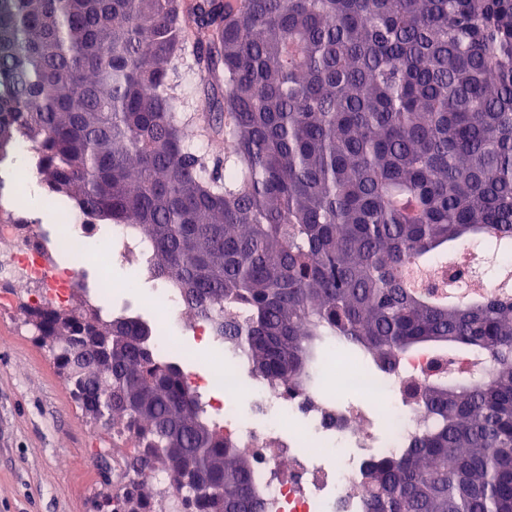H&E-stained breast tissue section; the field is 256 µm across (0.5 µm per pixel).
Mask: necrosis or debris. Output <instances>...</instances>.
I'll return each mask as SVG.
<instances>
[{
  "instance_id": "obj_1",
  "label": "necrosis or debris",
  "mask_w": 512,
  "mask_h": 512,
  "mask_svg": "<svg viewBox=\"0 0 512 512\" xmlns=\"http://www.w3.org/2000/svg\"><path fill=\"white\" fill-rule=\"evenodd\" d=\"M15 224L0 222V291L38 284L32 296L36 306H69L76 278L61 274L55 262L68 252L83 265L98 269L91 288L96 299H111L113 316L128 310L145 313L157 330L154 351L159 360L179 357L188 365L185 380L198 395L204 411L223 426L224 434L256 459L254 490L264 512H363L364 492L360 472L369 452L385 447L401 452L421 427L417 406L406 402L404 384L424 379L439 362V352L426 349L403 357L394 374L377 377L373 369H344L338 386L319 385L300 393L288 382L272 383L251 376L242 352L225 343L212 322L190 319L183 291L170 281L151 286L146 270L150 242L133 235L129 225L116 224L110 231L108 253L95 252L100 229L95 224L72 225L68 235L55 238L33 218L24 192H11ZM142 272L141 283L111 291L103 268ZM191 333V343L177 339V331ZM218 350L221 370L196 369L198 347ZM352 392L360 403L339 401L338 391ZM249 403L247 423H240L231 402ZM299 421L302 432L288 430Z\"/></svg>"
}]
</instances>
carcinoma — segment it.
<instances>
[{
    "mask_svg": "<svg viewBox=\"0 0 512 512\" xmlns=\"http://www.w3.org/2000/svg\"><path fill=\"white\" fill-rule=\"evenodd\" d=\"M189 41L201 115L171 93ZM21 141L77 218L136 225L150 276L254 377L310 389L338 344L386 376L418 349L463 355L406 390L423 428L369 460L365 512H512V302L438 305L397 276L451 270L472 240L490 267L512 250V0H0V163ZM62 328L107 340L93 380L71 379L129 433L113 497L163 512L161 471L183 512H261L252 458L156 359L149 322L43 309L37 333ZM190 467L211 480L181 483Z\"/></svg>",
    "mask_w": 512,
    "mask_h": 512,
    "instance_id": "1",
    "label": "carcinoma"
}]
</instances>
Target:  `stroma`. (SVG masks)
<instances>
[{
  "instance_id": "1",
  "label": "stroma",
  "mask_w": 512,
  "mask_h": 512,
  "mask_svg": "<svg viewBox=\"0 0 512 512\" xmlns=\"http://www.w3.org/2000/svg\"><path fill=\"white\" fill-rule=\"evenodd\" d=\"M13 288L0 307V512H106L104 495L128 479L124 449L92 456L103 427L83 410Z\"/></svg>"
}]
</instances>
